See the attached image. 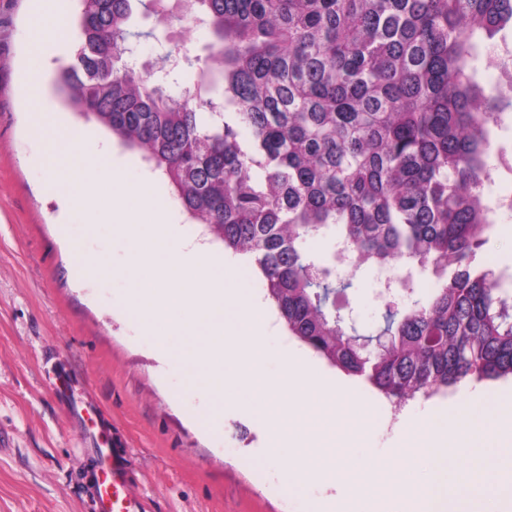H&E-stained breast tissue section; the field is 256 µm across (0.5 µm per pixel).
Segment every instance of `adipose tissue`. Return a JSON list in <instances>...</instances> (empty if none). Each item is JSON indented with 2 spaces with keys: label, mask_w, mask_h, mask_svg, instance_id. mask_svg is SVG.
<instances>
[{
  "label": "adipose tissue",
  "mask_w": 512,
  "mask_h": 512,
  "mask_svg": "<svg viewBox=\"0 0 512 512\" xmlns=\"http://www.w3.org/2000/svg\"><path fill=\"white\" fill-rule=\"evenodd\" d=\"M486 412L484 401L478 400L456 421L439 418L410 432L404 452H418L432 463L431 478L411 512H484L481 497L470 490L467 474L448 468L447 461L458 457L482 470L497 466L502 458L512 465V445L486 450L480 443Z\"/></svg>",
  "instance_id": "1"
}]
</instances>
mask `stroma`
<instances>
[{"mask_svg":"<svg viewBox=\"0 0 512 512\" xmlns=\"http://www.w3.org/2000/svg\"><path fill=\"white\" fill-rule=\"evenodd\" d=\"M77 7V0H0V512H94L93 479L103 448L124 461L127 489L146 512H312L330 499L347 504L351 489L329 486L318 475L288 490L293 455L267 458L266 443L277 427L257 419L251 402L236 392L224 395L216 435L201 434L189 415L204 412L208 391L188 388L183 373L157 356L152 337L121 312L128 288L126 252L111 224L93 223L80 207L66 228L56 224L57 202L43 188L54 134L31 132L42 112L59 113L78 131L60 158L62 166L79 172L91 143L108 147L127 184L149 180L155 207L171 211L188 235L211 240L140 155L77 121L53 92H46L44 101H29L30 78L51 82L73 50L69 41L30 46L34 14L50 25ZM132 28L140 33L132 50L141 68H151L169 50L190 57L208 53L206 27L182 21L177 0L137 9ZM154 29L163 30L162 39L149 38ZM510 50L512 27L496 36L478 63L477 80L487 95L512 96V73L500 64ZM496 143L505 160L485 191L494 229L481 254L512 274V211L501 206L512 198V114L497 130ZM335 239L330 231L304 247L350 278L349 306L360 329H373L384 286L372 269L354 272L334 264ZM79 256L108 258L112 276L75 280L72 264ZM262 347L267 375H278L284 349H293L308 357L320 376L344 384L351 404L369 415L367 434L351 451L356 464L368 471L395 461L403 476L395 494L372 490V512H406L427 478L426 460L401 458L408 431L439 415L455 416L479 395L491 401L512 398L510 379L466 380L447 395L418 399L397 411L359 380L311 355L282 320L263 336Z\"/></svg>","mask_w":512,"mask_h":512,"instance_id":"35a3bbf8","label":"stroma"}]
</instances>
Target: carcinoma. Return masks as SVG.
Instances as JSON below:
<instances>
[{
  "instance_id": "carcinoma-1",
  "label": "carcinoma",
  "mask_w": 512,
  "mask_h": 512,
  "mask_svg": "<svg viewBox=\"0 0 512 512\" xmlns=\"http://www.w3.org/2000/svg\"><path fill=\"white\" fill-rule=\"evenodd\" d=\"M135 1L80 0L55 90L255 264L291 336L398 408L512 377V279L477 260L512 96L491 101L476 79L478 38L512 26V0H188L216 52L188 60L176 99L126 59ZM331 226L354 269L406 261L401 291L418 273L430 294H385L376 335L348 333L330 296L350 282L304 250Z\"/></svg>"
}]
</instances>
